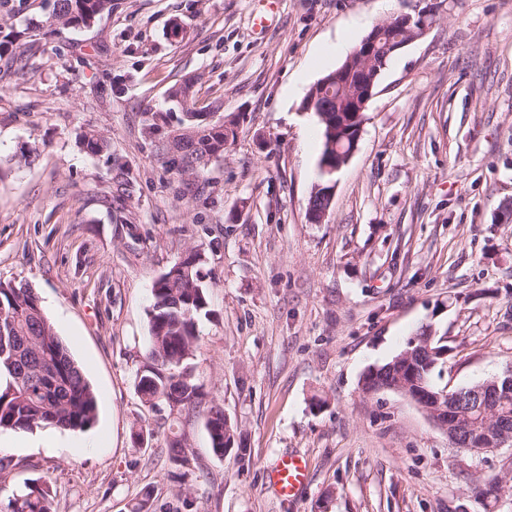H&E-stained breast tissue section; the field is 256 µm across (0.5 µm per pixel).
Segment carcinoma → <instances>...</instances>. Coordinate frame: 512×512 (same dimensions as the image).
<instances>
[{
    "label": "carcinoma",
    "instance_id": "cac0c4a2",
    "mask_svg": "<svg viewBox=\"0 0 512 512\" xmlns=\"http://www.w3.org/2000/svg\"><path fill=\"white\" fill-rule=\"evenodd\" d=\"M5 14L22 23L10 30L5 41L52 35L65 28L88 27L112 14V0H0ZM369 35L378 39L374 61L379 68L389 61L382 53L389 43L407 37V31L386 20ZM367 62L351 52L336 70L328 73L310 91L317 95V117L323 127L322 155L343 161L336 148L350 147L336 142L330 134L328 117L346 111L348 100L357 92L356 80ZM208 113L183 106L176 123L209 128V133L189 140L176 150L161 142L158 152L180 173L202 176L210 158L224 154L228 133L224 126L207 121ZM84 145L91 155L111 153L109 140L98 132L85 135ZM202 253L193 248L177 263L185 269L178 276L171 271L153 283V305L149 311L150 342L147 361L137 373V391L149 407L165 402L172 409L198 412L204 416L211 448L220 457L224 452V408L205 402L206 394L189 367L199 348L198 319L208 306V287L202 280ZM98 415L96 394L68 347L56 334L39 296L29 287L0 281V430L32 431L44 425L64 430L84 431ZM229 425V424H227ZM232 432L237 426L231 424ZM190 449L181 440L168 448L169 461L176 467L190 465ZM503 477L486 479L474 488L475 500L484 512L498 501ZM49 488L27 484L13 493L6 512H50Z\"/></svg>",
    "mask_w": 512,
    "mask_h": 512
}]
</instances>
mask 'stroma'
Returning <instances> with one entry per match:
<instances>
[{"label":"stroma","instance_id":"35a3bbf8","mask_svg":"<svg viewBox=\"0 0 512 512\" xmlns=\"http://www.w3.org/2000/svg\"><path fill=\"white\" fill-rule=\"evenodd\" d=\"M430 2L112 0L91 27L0 55V281L35 289L98 401L68 448L55 427L0 432V507L44 482L51 512H133L146 494L166 512H483L474 487L512 447L456 451L360 380L428 325L448 346L432 385L512 369V0H441L379 75L328 217L307 216L323 128L305 96L373 26ZM190 76L194 108L235 130L199 181L144 126ZM91 131L111 156L85 152ZM193 247L210 313L191 365L240 455L213 453L201 415L136 392L152 284ZM291 453L309 479L286 500L267 470Z\"/></svg>","mask_w":512,"mask_h":512}]
</instances>
